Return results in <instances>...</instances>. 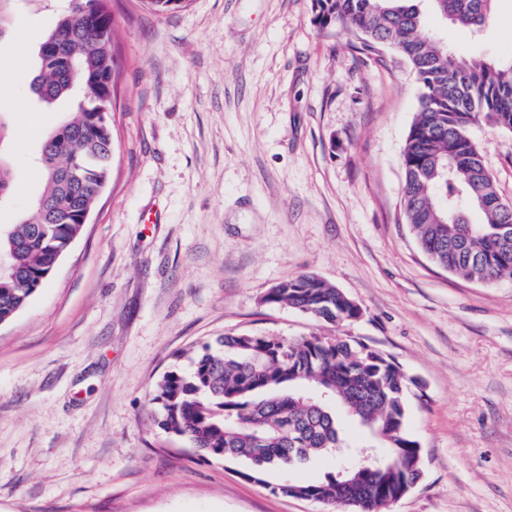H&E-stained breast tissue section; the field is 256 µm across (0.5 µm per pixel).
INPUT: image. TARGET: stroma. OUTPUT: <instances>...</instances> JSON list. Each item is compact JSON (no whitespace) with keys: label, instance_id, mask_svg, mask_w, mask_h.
<instances>
[{"label":"stroma","instance_id":"35a3bbf8","mask_svg":"<svg viewBox=\"0 0 512 512\" xmlns=\"http://www.w3.org/2000/svg\"><path fill=\"white\" fill-rule=\"evenodd\" d=\"M67 0H19L0 43L15 192L41 188L38 147L66 112L38 108L41 37ZM311 0H112L119 57L112 175L44 288L0 324V512H347L275 494L340 463L206 462L158 426L156 382L230 332L349 336L410 378L423 476L388 512H512V277L434 266L403 213L401 155L419 84L393 49L317 28ZM462 58L512 55V0L475 33L419 4ZM472 136L512 201V130ZM313 273L362 309L332 325L262 298Z\"/></svg>","mask_w":512,"mask_h":512}]
</instances>
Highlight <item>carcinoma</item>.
I'll return each instance as SVG.
<instances>
[{
  "instance_id": "1",
  "label": "carcinoma",
  "mask_w": 512,
  "mask_h": 512,
  "mask_svg": "<svg viewBox=\"0 0 512 512\" xmlns=\"http://www.w3.org/2000/svg\"><path fill=\"white\" fill-rule=\"evenodd\" d=\"M453 24L479 31L493 20L496 0H431ZM313 22L359 33L366 50L389 47L409 63L420 85L418 115L402 153L403 209L416 240L437 267L488 283L512 276V204L497 193L470 128L486 120L512 129V58H460L422 31L414 0H311ZM111 0H69L43 36L30 90L46 108L61 100L74 111L40 145L45 187L32 211L0 231V324L24 309L58 266L62 243L75 240L79 212L94 207L111 174L112 91L117 55ZM11 162L0 152V202L11 197ZM481 222L467 219L470 206ZM330 324L351 321L359 306L314 274L282 281L264 295ZM409 379L378 350L351 338L288 340L251 333L220 336L157 383L158 426L203 456L250 463L246 477L264 484L273 469H292L345 448L347 479L364 477L341 407L385 450L376 482L347 485L334 475L271 487L274 493L347 504L382 496L398 499L421 479L419 443L407 432ZM317 386L328 403L308 396Z\"/></svg>"
}]
</instances>
